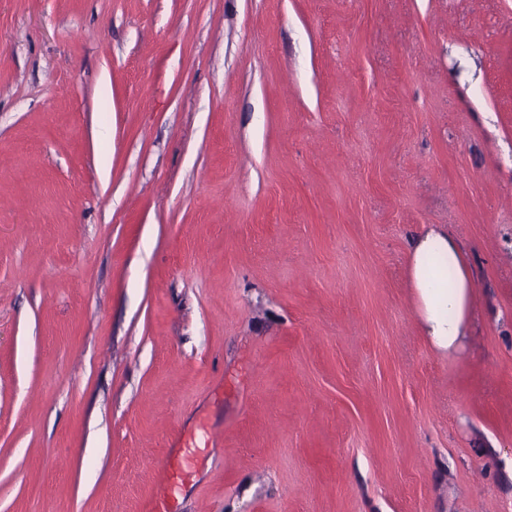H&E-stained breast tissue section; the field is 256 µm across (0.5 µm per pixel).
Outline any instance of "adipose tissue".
<instances>
[{"instance_id": "obj_1", "label": "adipose tissue", "mask_w": 512, "mask_h": 512, "mask_svg": "<svg viewBox=\"0 0 512 512\" xmlns=\"http://www.w3.org/2000/svg\"><path fill=\"white\" fill-rule=\"evenodd\" d=\"M408 265L427 335L436 349L457 348L475 312L470 273L458 243L442 227L411 238Z\"/></svg>"}]
</instances>
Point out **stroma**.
Listing matches in <instances>:
<instances>
[{
	"mask_svg": "<svg viewBox=\"0 0 512 512\" xmlns=\"http://www.w3.org/2000/svg\"><path fill=\"white\" fill-rule=\"evenodd\" d=\"M199 433L172 512H512V0H0V512ZM408 258L427 336L436 349L457 348L475 312L470 273L460 246L442 227L431 226L410 238Z\"/></svg>",
	"mask_w": 512,
	"mask_h": 512,
	"instance_id": "obj_1",
	"label": "stroma"
}]
</instances>
